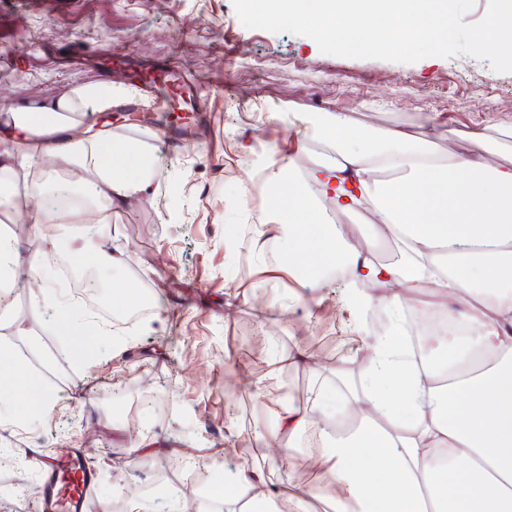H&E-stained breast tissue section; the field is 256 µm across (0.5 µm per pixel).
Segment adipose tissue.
Masks as SVG:
<instances>
[{"label":"adipose tissue","mask_w":512,"mask_h":512,"mask_svg":"<svg viewBox=\"0 0 512 512\" xmlns=\"http://www.w3.org/2000/svg\"><path fill=\"white\" fill-rule=\"evenodd\" d=\"M122 87L80 83L61 97L14 107L0 139V173L28 178L49 161L46 180L79 172L104 219L77 233L102 267L120 268L112 212L152 201L159 159L111 132L76 133L77 116L111 111ZM326 148L297 171L291 154L271 149L253 174H264L276 235L260 233L258 251L288 245L281 272L315 285L329 270H348L346 304L363 341L359 380L336 372V393L313 387L289 404L272 433L255 432L247 451L258 467L233 473V493L213 487L226 512H512V166L493 162L484 133L471 151L439 159L429 131L358 133L349 113L331 112L320 125ZM374 212L399 258L380 264L330 212ZM40 246L28 253L0 235V292L25 268L37 283L31 316L54 308L53 328L67 337L71 362L89 364L97 340L111 332L57 293ZM464 334L436 340L420 356L405 346L408 311L423 285ZM56 398L30 375L10 346L0 345V426L31 411L55 409ZM350 420L348 432L333 429ZM319 430L317 488L291 481L277 465L287 442Z\"/></svg>","instance_id":"obj_1"}]
</instances>
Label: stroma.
<instances>
[{
  "mask_svg": "<svg viewBox=\"0 0 512 512\" xmlns=\"http://www.w3.org/2000/svg\"><path fill=\"white\" fill-rule=\"evenodd\" d=\"M172 68L201 85L197 110L177 124L180 146L154 178V202L132 201L111 218L126 257L118 278L146 294L151 311L129 329L121 354L102 344L91 367L60 365L62 400L28 420L43 450L85 449L96 476L88 512L117 497L131 512H147L174 479L183 486L170 502L206 497L215 477L243 465L239 450L253 429L274 430L278 413L312 386L302 368L269 376L273 351L299 344L321 366V337L352 331L344 282L273 283L254 241L239 238L225 250L226 222L242 224L250 211L239 197L256 158L244 146L280 143L304 167L307 152L323 146L313 127L329 112L351 113L365 133L435 124L434 147L444 155L469 149L467 133L482 131L485 119L512 126V73L495 72L486 60L329 56L308 37L246 28L232 0H0V112L60 97L80 82L109 79L133 89L143 72ZM161 116L150 101L120 107L111 130L153 145L165 129ZM334 221L375 239L374 261L396 260L373 213ZM34 288L19 276L0 322L25 320L33 338L62 348L52 311L29 316ZM239 367L264 378L260 394L234 388ZM144 397L163 410L130 413ZM144 436L198 458L159 468L157 456L134 451ZM39 477L32 466L0 468V512H37Z\"/></svg>",
  "mask_w": 512,
  "mask_h": 512,
  "instance_id": "1",
  "label": "stroma"
}]
</instances>
